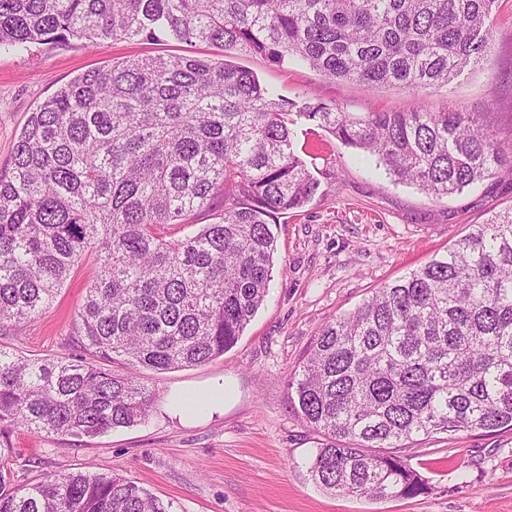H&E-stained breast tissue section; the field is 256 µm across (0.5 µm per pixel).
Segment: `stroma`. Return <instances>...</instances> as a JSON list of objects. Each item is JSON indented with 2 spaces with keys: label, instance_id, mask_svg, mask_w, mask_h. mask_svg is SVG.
Returning <instances> with one entry per match:
<instances>
[{
  "label": "stroma",
  "instance_id": "obj_1",
  "mask_svg": "<svg viewBox=\"0 0 512 512\" xmlns=\"http://www.w3.org/2000/svg\"><path fill=\"white\" fill-rule=\"evenodd\" d=\"M491 22L495 41L483 65L417 95L399 88L368 91L258 54H236L231 61L293 100L314 96L355 113L459 108L505 136L512 133V0H495ZM216 53L205 43L109 38L1 50L0 169L30 113L75 76L121 59ZM295 141L319 188L306 206L273 224L278 250L268 294L237 344L202 365L141 370L162 400L139 425L81 440L10 428L8 465L17 483L63 468L114 472L169 504L170 512H512L508 429L440 433L408 443L401 454L429 487L412 499L323 490L307 468L322 436L302 420L288 387L321 326L444 252L472 225L512 207V174L435 198L392 182L374 159L323 129L298 124ZM97 274L95 258L85 256L48 313L0 331V349L28 359L96 362L77 334L75 316ZM218 381L225 387L223 412L205 419L171 413L174 396Z\"/></svg>",
  "mask_w": 512,
  "mask_h": 512
}]
</instances>
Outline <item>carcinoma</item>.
Wrapping results in <instances>:
<instances>
[{"label": "carcinoma", "instance_id": "obj_1", "mask_svg": "<svg viewBox=\"0 0 512 512\" xmlns=\"http://www.w3.org/2000/svg\"><path fill=\"white\" fill-rule=\"evenodd\" d=\"M493 3L0 0V48L202 42L418 94L483 63ZM300 120L436 198L512 168V145L459 109L346 112L186 55L75 77L30 114L0 170V327L45 314L91 249L99 273L76 328L104 363L0 349V425L76 438L132 427L161 399L139 368L194 366L236 345L269 288L271 222L319 188L294 147ZM217 197L230 202L218 221L185 222ZM116 360L127 372L112 371ZM291 385L325 437L308 471L330 493L417 497L426 480L392 449L420 435L512 430V208L321 327ZM6 459L0 447V512H167L119 473L17 485Z\"/></svg>", "mask_w": 512, "mask_h": 512}]
</instances>
